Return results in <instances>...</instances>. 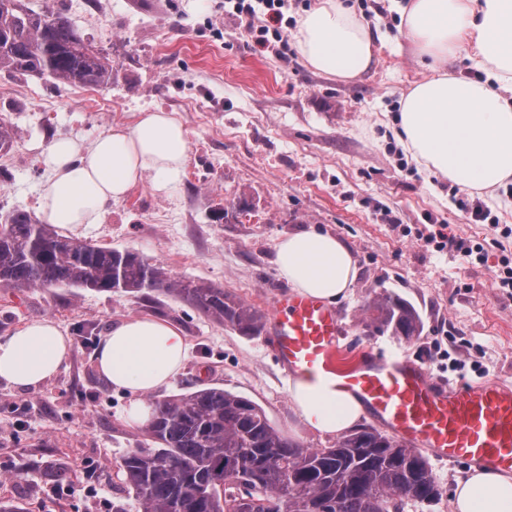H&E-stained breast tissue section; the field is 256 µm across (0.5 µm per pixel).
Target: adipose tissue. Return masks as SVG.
<instances>
[{
  "label": "adipose tissue",
  "mask_w": 512,
  "mask_h": 512,
  "mask_svg": "<svg viewBox=\"0 0 512 512\" xmlns=\"http://www.w3.org/2000/svg\"><path fill=\"white\" fill-rule=\"evenodd\" d=\"M397 12L412 53L429 70L400 100L397 137L429 175L463 191L494 192L512 182V0H402ZM295 41L304 64L351 82L376 64L372 32L345 0H317L297 21ZM468 55L484 77L465 79L449 65ZM188 132L173 113H139L128 127L92 144L52 142L41 162L51 179L40 198L45 223H98L107 203L123 200L144 178L168 189L184 168ZM277 266L296 293L333 304L346 296L356 263L336 236L303 230L277 244ZM71 342L52 321L26 324L0 336V382L35 387L56 374ZM189 344L166 320L130 317L108 328L96 351L101 377L130 394L129 421L152 415L148 394L183 369ZM292 404L310 428L336 434L365 414L354 393L324 387L312 377L289 379ZM453 512H512V473L473 467L455 490Z\"/></svg>",
  "instance_id": "1"
}]
</instances>
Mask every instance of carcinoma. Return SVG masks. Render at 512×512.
Wrapping results in <instances>:
<instances>
[{
  "instance_id": "1",
  "label": "carcinoma",
  "mask_w": 512,
  "mask_h": 512,
  "mask_svg": "<svg viewBox=\"0 0 512 512\" xmlns=\"http://www.w3.org/2000/svg\"><path fill=\"white\" fill-rule=\"evenodd\" d=\"M0 71L63 84L106 88L112 63L65 13L0 0ZM75 286L142 301L163 292L208 318L258 336L264 315L223 288L173 280L132 250L96 246L59 234L25 211L0 225V288ZM376 329L409 339L421 319L406 300L366 305ZM141 427L144 445L118 468L136 512H390L410 500L431 504L440 488L426 456L393 436L361 427L327 448H302L273 426L252 400L219 387L153 401Z\"/></svg>"
}]
</instances>
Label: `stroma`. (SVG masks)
<instances>
[{
	"instance_id": "35a3bbf8",
	"label": "stroma",
	"mask_w": 512,
	"mask_h": 512,
	"mask_svg": "<svg viewBox=\"0 0 512 512\" xmlns=\"http://www.w3.org/2000/svg\"><path fill=\"white\" fill-rule=\"evenodd\" d=\"M375 37L377 64L342 83L307 68L297 51L286 56L248 46L224 0H24L36 11L62 7L93 46L109 54L112 82L101 107L79 87L0 72V119L16 139L0 152V217L38 215L50 174L43 150L59 136L92 142L131 125L138 113H175L189 133L177 184L156 192L150 181L107 204L96 224L65 236L133 250L163 265L174 279L223 287L259 311L288 290L276 245L288 234L328 232L351 252L357 277L335 304L345 327L339 367L369 350L401 355L446 384L512 385V288L494 284L512 266V235L472 223L463 191L428 176L396 137L399 101L427 70L400 29L394 0H349ZM247 194L251 209L225 217ZM482 254L463 258L425 237L436 225ZM392 294L422 320L411 339L376 332L365 304ZM152 316L178 326L190 346L179 375L161 396L193 385L221 387L258 403L275 426L304 448H324L334 436L296 414L288 377L262 337L244 336L159 294L147 304L130 295L87 288H0V335L34 321H53L71 340L59 371L35 388L0 382V501L24 512H134L117 465L137 447V424L123 411L128 394L99 375L93 349L79 329L100 338L112 322ZM445 359H438V352ZM441 490L429 507L402 512H453L457 482L471 466L431 463ZM69 471L58 483L56 471Z\"/></svg>"
}]
</instances>
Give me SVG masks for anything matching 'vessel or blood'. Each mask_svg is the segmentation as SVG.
<instances>
[{"label": "vessel or blood", "mask_w": 512, "mask_h": 512, "mask_svg": "<svg viewBox=\"0 0 512 512\" xmlns=\"http://www.w3.org/2000/svg\"><path fill=\"white\" fill-rule=\"evenodd\" d=\"M269 306L265 343L287 373L356 394L402 443L429 449L438 460L512 470L511 387H448L422 366L377 352L338 368L345 327L335 308L288 291L273 295Z\"/></svg>", "instance_id": "vessel-or-blood-1"}]
</instances>
